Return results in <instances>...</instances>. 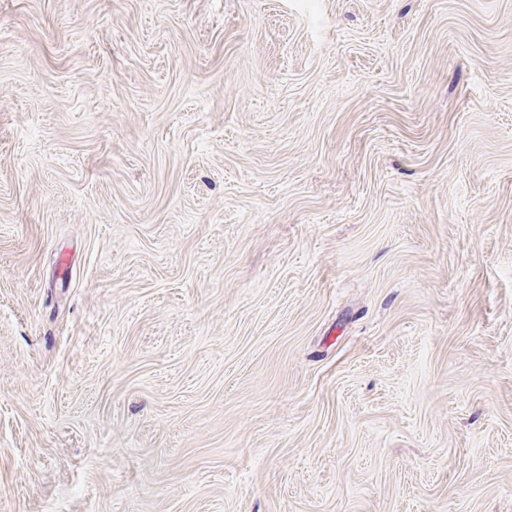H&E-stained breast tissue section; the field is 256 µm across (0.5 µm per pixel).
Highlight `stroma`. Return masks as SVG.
I'll return each instance as SVG.
<instances>
[{"mask_svg": "<svg viewBox=\"0 0 512 512\" xmlns=\"http://www.w3.org/2000/svg\"><path fill=\"white\" fill-rule=\"evenodd\" d=\"M0 512H512V0H0Z\"/></svg>", "mask_w": 512, "mask_h": 512, "instance_id": "obj_1", "label": "stroma"}]
</instances>
